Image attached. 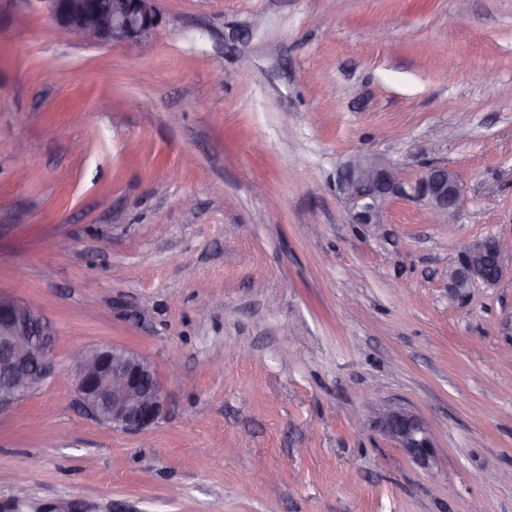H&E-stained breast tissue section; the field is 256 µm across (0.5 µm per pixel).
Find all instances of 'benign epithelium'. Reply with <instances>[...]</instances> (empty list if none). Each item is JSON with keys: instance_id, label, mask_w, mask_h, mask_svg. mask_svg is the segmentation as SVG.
<instances>
[{"instance_id": "7a95c632", "label": "benign epithelium", "mask_w": 512, "mask_h": 512, "mask_svg": "<svg viewBox=\"0 0 512 512\" xmlns=\"http://www.w3.org/2000/svg\"><path fill=\"white\" fill-rule=\"evenodd\" d=\"M57 31L94 41L137 44L159 28L155 0H41ZM430 217L453 216L461 188L445 165L429 164L411 186ZM336 191L350 205L359 224L380 223L387 201L405 192L403 170L379 155H356L336 176ZM512 256V240L488 237L464 246L457 266L448 270L454 291L474 283L496 286L504 258ZM54 331L31 306L0 293V414L39 387L52 373L50 351ZM72 363L77 398L86 413L115 430L146 435L165 412L163 387L153 366L137 353L116 346L80 348ZM383 430L417 458L433 448L430 434L416 416L388 407L380 416Z\"/></svg>"}]
</instances>
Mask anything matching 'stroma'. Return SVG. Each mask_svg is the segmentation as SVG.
Masks as SVG:
<instances>
[{
	"label": "stroma",
	"instance_id": "35a3bbf8",
	"mask_svg": "<svg viewBox=\"0 0 512 512\" xmlns=\"http://www.w3.org/2000/svg\"><path fill=\"white\" fill-rule=\"evenodd\" d=\"M156 7L112 45L0 0V292L55 330L0 414V512H512V261L448 289L512 237V0ZM368 153L448 166L455 217L356 223L336 173ZM100 345L156 371L149 438L78 405L70 352ZM506 255L512 258V239L506 241L488 237L465 245L457 266L448 270L451 289L463 293L476 282L488 287L496 286L503 276ZM383 430L399 445L417 458L429 455L433 448L430 434L416 416L388 407L380 416Z\"/></svg>",
	"mask_w": 512,
	"mask_h": 512
}]
</instances>
